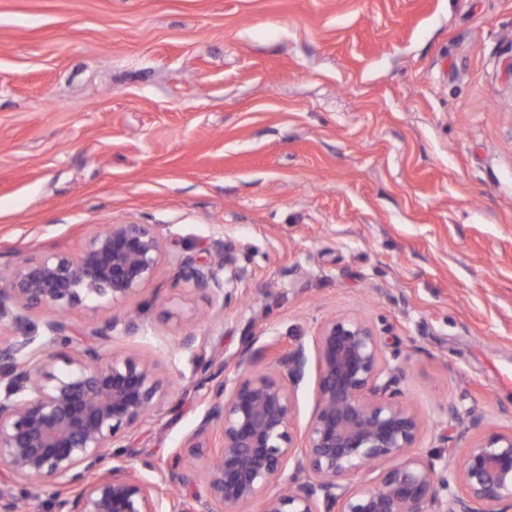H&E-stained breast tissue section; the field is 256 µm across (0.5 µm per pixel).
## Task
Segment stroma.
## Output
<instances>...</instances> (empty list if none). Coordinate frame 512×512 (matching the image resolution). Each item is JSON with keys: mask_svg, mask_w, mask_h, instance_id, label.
I'll list each match as a JSON object with an SVG mask.
<instances>
[{"mask_svg": "<svg viewBox=\"0 0 512 512\" xmlns=\"http://www.w3.org/2000/svg\"><path fill=\"white\" fill-rule=\"evenodd\" d=\"M511 58L512 0H0V268L128 221L164 239L104 351L167 395L104 468L162 481L210 404L195 356L311 353L332 315L398 354L416 454L512 427ZM181 254L233 258L231 297ZM51 494L0 465V497ZM176 262L182 269L184 277L188 281H191L196 288H216V290H223L221 288H226L227 285L237 279L236 273L231 265L232 263L225 257L224 260L222 259L218 263L220 269L224 268V281L218 278L217 272L213 266L197 265L191 257L182 256L177 258Z\"/></svg>", "mask_w": 512, "mask_h": 512, "instance_id": "stroma-1", "label": "stroma"}]
</instances>
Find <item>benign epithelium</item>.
<instances>
[{
  "label": "benign epithelium",
  "instance_id": "obj_1",
  "mask_svg": "<svg viewBox=\"0 0 512 512\" xmlns=\"http://www.w3.org/2000/svg\"><path fill=\"white\" fill-rule=\"evenodd\" d=\"M162 257L157 225L130 222L94 235L76 256L52 253L0 274V325L22 329L0 348V464L17 480L66 486L52 498L55 512H249L275 483L281 489L261 498V512H494L512 500V428L472 439L458 465L414 454L426 422L400 399L401 368L382 337L351 315L321 322L313 358L299 341L256 349L258 337L248 336L235 368L265 354L268 372L209 375L210 406L186 444L194 457L208 439L215 448L201 490L170 495L132 469L98 471L127 430L160 410L161 384L148 361L74 344L64 314L122 305L154 279ZM176 262L197 288L236 281L227 259L222 280L188 256ZM33 309L48 312L40 335L29 327ZM119 325L139 327L114 318L96 337L108 341ZM311 370L316 405L299 440L296 392ZM381 459L395 464L365 481Z\"/></svg>",
  "mask_w": 512,
  "mask_h": 512
}]
</instances>
